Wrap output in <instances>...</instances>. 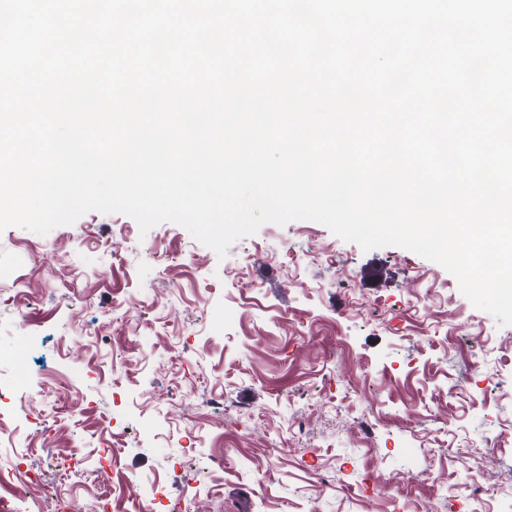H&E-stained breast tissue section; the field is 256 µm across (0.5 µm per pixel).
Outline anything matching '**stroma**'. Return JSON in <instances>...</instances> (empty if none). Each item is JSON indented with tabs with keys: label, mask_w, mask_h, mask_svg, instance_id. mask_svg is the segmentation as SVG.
Returning a JSON list of instances; mask_svg holds the SVG:
<instances>
[{
	"label": "stroma",
	"mask_w": 512,
	"mask_h": 512,
	"mask_svg": "<svg viewBox=\"0 0 512 512\" xmlns=\"http://www.w3.org/2000/svg\"><path fill=\"white\" fill-rule=\"evenodd\" d=\"M0 385L30 512H100L126 476L134 497L198 477L190 512H512V325L440 265L313 221L222 259L123 214L0 231ZM101 447L114 470L70 488L63 458Z\"/></svg>",
	"instance_id": "35a3bbf8"
}]
</instances>
